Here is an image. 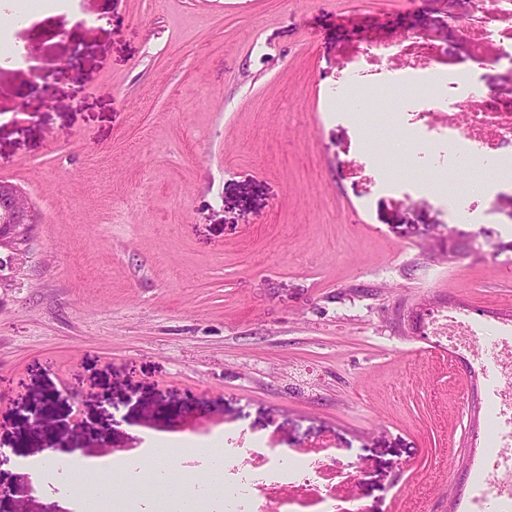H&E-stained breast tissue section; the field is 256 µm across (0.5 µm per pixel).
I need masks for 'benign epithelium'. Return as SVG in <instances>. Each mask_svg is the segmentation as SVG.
<instances>
[{
    "mask_svg": "<svg viewBox=\"0 0 512 512\" xmlns=\"http://www.w3.org/2000/svg\"><path fill=\"white\" fill-rule=\"evenodd\" d=\"M479 18L461 26L462 42L466 46V57L478 65H484L485 58L475 54L470 46V33ZM0 211L7 220L0 223V290L7 291L15 278L24 270L30 245L38 223V212L24 192L9 182L0 183Z\"/></svg>",
    "mask_w": 512,
    "mask_h": 512,
    "instance_id": "benign-epithelium-1",
    "label": "benign epithelium"
}]
</instances>
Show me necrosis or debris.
<instances>
[{
  "mask_svg": "<svg viewBox=\"0 0 512 512\" xmlns=\"http://www.w3.org/2000/svg\"><path fill=\"white\" fill-rule=\"evenodd\" d=\"M400 76L399 94L393 102L394 112L408 111L416 104H427L425 127L419 133L422 143L449 142L467 146L482 161L497 162L500 142L512 140V108L499 112H472L467 101L455 98L447 103V111L430 105L437 98V72L424 61L416 43L383 47ZM425 335L435 337L454 354L467 353L474 360L479 375L493 377L496 386L489 401L492 443L475 467V492L471 498L474 512H512V321L492 325H476L467 311L455 309L433 311L423 326ZM488 334L485 347L474 345L477 333ZM326 463L284 460L274 455L262 468L242 466L232 477L217 485H193L189 493L199 512H214L222 503L223 512H255L253 491L272 487L280 492L276 512H297L295 505L316 490L311 473H322Z\"/></svg>",
  "mask_w": 512,
  "mask_h": 512,
  "instance_id": "4bbe7bcc",
  "label": "necrosis or debris"
}]
</instances>
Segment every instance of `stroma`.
I'll return each mask as SVG.
<instances>
[{"label": "stroma", "mask_w": 512, "mask_h": 512, "mask_svg": "<svg viewBox=\"0 0 512 512\" xmlns=\"http://www.w3.org/2000/svg\"><path fill=\"white\" fill-rule=\"evenodd\" d=\"M28 6L0 32L29 57L0 60V180L41 216L0 292V512H63L12 456L218 432L230 466L336 457L360 512H471L487 389L421 324L512 317V188L459 221L471 162L410 186L387 131L422 110L388 112L376 48L455 42L476 0H0ZM499 52L447 69L512 103Z\"/></svg>", "instance_id": "1"}]
</instances>
